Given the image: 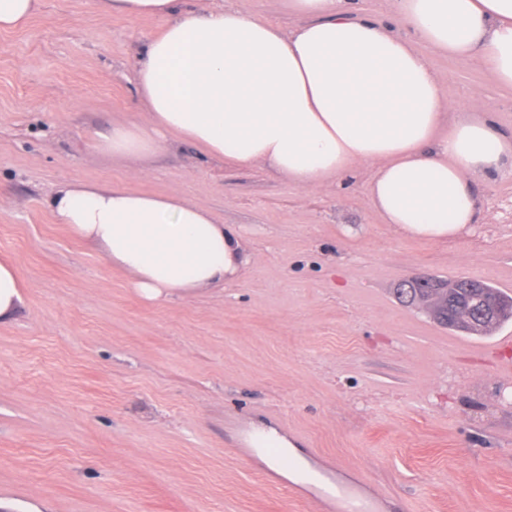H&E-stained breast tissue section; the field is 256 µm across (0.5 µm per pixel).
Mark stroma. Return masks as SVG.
Wrapping results in <instances>:
<instances>
[{
	"instance_id": "35a3bbf8",
	"label": "stroma",
	"mask_w": 512,
	"mask_h": 512,
	"mask_svg": "<svg viewBox=\"0 0 512 512\" xmlns=\"http://www.w3.org/2000/svg\"><path fill=\"white\" fill-rule=\"evenodd\" d=\"M159 19L41 0L0 30V260L24 304L0 325V498L10 512H334L241 451L251 424L385 512H512V321L464 336L400 303L408 277L512 294V172L478 179L476 230L400 235L360 166L301 190L177 139L141 163L94 131L138 119L136 54ZM455 111L512 128V90L481 59L432 55ZM177 191L251 257L224 288L155 305L54 223L62 183Z\"/></svg>"
}]
</instances>
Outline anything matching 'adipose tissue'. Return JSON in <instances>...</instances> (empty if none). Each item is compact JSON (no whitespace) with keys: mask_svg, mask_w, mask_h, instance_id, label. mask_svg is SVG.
Masks as SVG:
<instances>
[{"mask_svg":"<svg viewBox=\"0 0 512 512\" xmlns=\"http://www.w3.org/2000/svg\"><path fill=\"white\" fill-rule=\"evenodd\" d=\"M107 15L156 16L134 80L137 121L98 133L99 151L152 155L187 139L211 158L261 163L296 187H323L357 166L383 223L444 241L479 221L476 179L512 169V132L491 113L448 116L429 53L482 58L512 88V0H393L397 25L352 18L343 0H288L286 30L230 0H99ZM55 223L99 249L145 300L163 304L236 278L242 240L178 193L108 182L63 183L47 199ZM256 448L305 461L276 428L253 426ZM281 458H266L280 470Z\"/></svg>","mask_w":512,"mask_h":512,"instance_id":"adipose-tissue-1","label":"adipose tissue"}]
</instances>
